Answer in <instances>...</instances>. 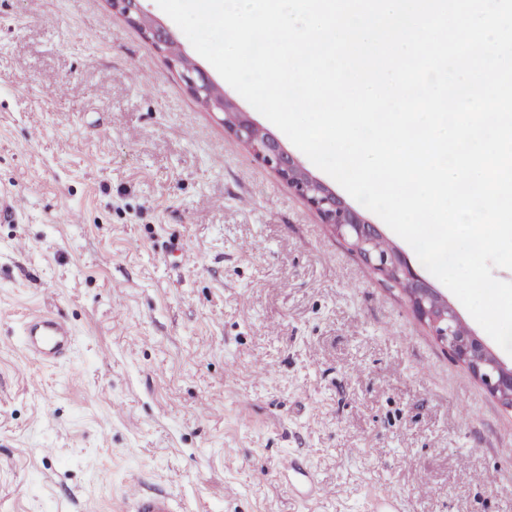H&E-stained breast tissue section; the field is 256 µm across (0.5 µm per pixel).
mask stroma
Masks as SVG:
<instances>
[{
	"label": "stroma",
	"mask_w": 512,
	"mask_h": 512,
	"mask_svg": "<svg viewBox=\"0 0 512 512\" xmlns=\"http://www.w3.org/2000/svg\"><path fill=\"white\" fill-rule=\"evenodd\" d=\"M0 191V512H512V410L108 0H0ZM23 336L25 350L42 363L66 359L73 343L68 325L52 314H39L25 322ZM125 501L132 512H176V500L168 492L155 494L144 493L139 483L133 481L126 486Z\"/></svg>",
	"instance_id": "35a3bbf8"
}]
</instances>
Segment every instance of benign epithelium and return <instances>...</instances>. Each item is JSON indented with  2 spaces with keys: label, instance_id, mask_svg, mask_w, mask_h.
<instances>
[{
  "label": "benign epithelium",
  "instance_id": "obj_1",
  "mask_svg": "<svg viewBox=\"0 0 512 512\" xmlns=\"http://www.w3.org/2000/svg\"><path fill=\"white\" fill-rule=\"evenodd\" d=\"M144 0H110L112 9L136 25L158 48L166 50L172 35L149 19ZM183 67L184 79L194 96L209 109L224 114V127L244 141L255 155L293 187L308 206L320 216L322 223L348 236L366 263L403 289L415 316L432 328L448 345L452 355L461 361L474 377L504 405L512 406V367L503 363L493 351L467 327L460 324L455 309L427 280L422 278L407 257L391 247H376L381 233L356 209L349 206L326 184L313 178L300 162L289 154L280 141L261 130L248 113L238 109L217 89L207 74L187 57L171 60Z\"/></svg>",
  "mask_w": 512,
  "mask_h": 512
}]
</instances>
